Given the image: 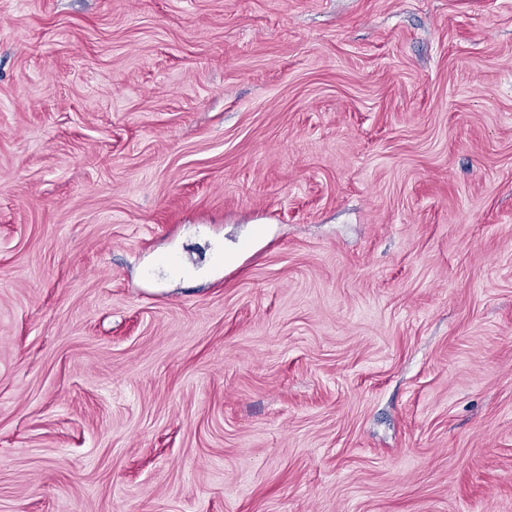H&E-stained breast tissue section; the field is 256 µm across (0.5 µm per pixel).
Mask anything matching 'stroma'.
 <instances>
[{
  "label": "stroma",
  "instance_id": "obj_1",
  "mask_svg": "<svg viewBox=\"0 0 512 512\" xmlns=\"http://www.w3.org/2000/svg\"><path fill=\"white\" fill-rule=\"evenodd\" d=\"M0 512H512V0H0Z\"/></svg>",
  "mask_w": 512,
  "mask_h": 512
}]
</instances>
